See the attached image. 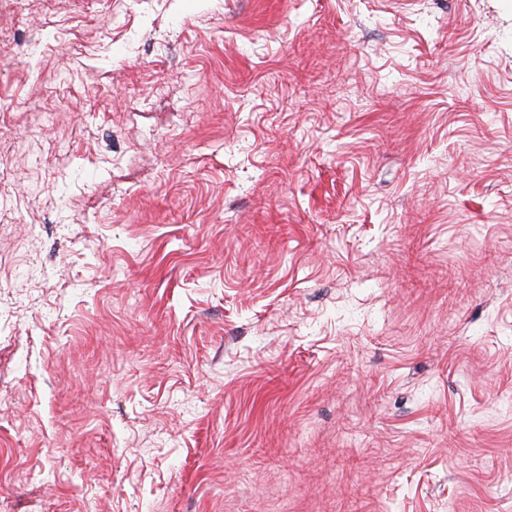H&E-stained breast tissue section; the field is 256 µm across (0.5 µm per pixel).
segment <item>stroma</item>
<instances>
[{
    "instance_id": "1",
    "label": "stroma",
    "mask_w": 512,
    "mask_h": 512,
    "mask_svg": "<svg viewBox=\"0 0 512 512\" xmlns=\"http://www.w3.org/2000/svg\"><path fill=\"white\" fill-rule=\"evenodd\" d=\"M0 512H512V0H0Z\"/></svg>"
}]
</instances>
